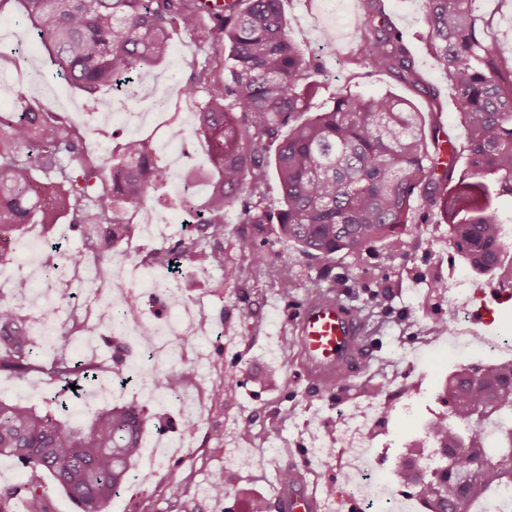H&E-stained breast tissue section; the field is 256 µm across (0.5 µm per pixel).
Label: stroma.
<instances>
[{
  "label": "stroma",
  "instance_id": "35a3bbf8",
  "mask_svg": "<svg viewBox=\"0 0 512 512\" xmlns=\"http://www.w3.org/2000/svg\"><path fill=\"white\" fill-rule=\"evenodd\" d=\"M424 6L425 0H388L391 19L407 37L420 73L440 91L445 131L461 137L465 130L456 116L455 95L422 39ZM356 8V0H282L290 36L307 39L311 51L321 52L328 70L314 108L330 105L335 94L350 88L368 96L392 91L428 110L422 93L386 73L350 63L361 40L352 24ZM17 47L22 50L17 66L0 70V94L6 95L11 110H20L21 95L38 81L45 87L43 102L74 121L83 112L127 111L157 93L177 106V120L185 125L191 123L196 104L182 96L184 80L194 65L223 53L220 42L202 43L189 33L175 32L168 59L127 92L104 89L90 99L56 77L13 0H7L0 5V51ZM82 129L89 152L102 157L111 156L122 140L139 137L151 140L158 159L176 172L209 165L194 137H187L180 152L162 149L167 131L152 115L134 127L116 124L98 132L86 123ZM224 225V259L242 268L240 279L228 281L223 269L198 270L186 262L176 274L156 270V277L169 283V291L140 300L145 318L154 325L170 316L173 297H206L199 332L182 345L189 361L202 363L199 379L210 394L206 419L186 435L179 427L181 412L169 407L172 427L160 437L150 429L144 433L159 447L157 463L136 464L108 512H247V501H274L279 487L275 469L290 463L307 466L320 487L332 484L340 495L352 493L356 471L335 465L344 456L333 440L336 414L364 409L382 398L387 405L379 410L371 431L365 470L379 478L383 491L372 495L371 506L359 501L350 512H384L385 496L403 490V449L414 439L431 449L422 424L449 413L442 396L448 375L460 365L487 361L473 343L478 327L471 321L470 299L476 289L492 283V276L471 270L451 247L447 224L436 216L409 225L403 258L379 243L358 257L307 258L281 241L278 225L240 223L235 208L225 212ZM257 249L279 253L292 265L294 297L283 298L265 279L250 274ZM329 290L361 308L380 347L367 371L350 378L348 388L339 392L308 383L297 361L281 356L283 347L293 343L292 319L306 292ZM243 307L250 309L249 319L240 318ZM229 391L237 398L230 407L224 404ZM218 427L224 430L220 443L210 437ZM263 442L277 446V454L255 456L254 448ZM217 482L228 489L224 498L205 492Z\"/></svg>",
  "mask_w": 512,
  "mask_h": 512
}]
</instances>
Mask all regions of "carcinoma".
<instances>
[{"instance_id":"cac0c4a2","label":"carcinoma","mask_w":512,"mask_h":512,"mask_svg":"<svg viewBox=\"0 0 512 512\" xmlns=\"http://www.w3.org/2000/svg\"><path fill=\"white\" fill-rule=\"evenodd\" d=\"M21 15L36 34L56 75L93 94L123 88L134 76L164 62L176 29L208 41L224 40V75L210 64L192 69L182 95L203 96L193 115L194 134L206 150L205 195H181L178 207L196 220L193 232L150 252L164 269L186 259L196 266L224 268V279L240 270L224 263V211L241 205L244 224L274 219L280 238L301 254L328 259L358 255L381 242L391 252H407L403 226L414 223V202L444 217L448 237L471 269L488 275L498 269L504 219L499 200L512 197V58L500 46L512 43V27L483 35L475 0H425L426 41L433 63L454 90L466 131L461 154L465 168L443 164L454 155L441 140V125L425 130L414 104L386 92L366 96L346 91L324 110L312 100L325 73L318 55L305 52L288 35L282 0H230L224 21L202 24V0H17ZM354 25L362 31L358 60L377 72L411 84L423 82L407 40L386 13L384 0H361ZM310 113L304 121L300 115ZM288 132H283V129ZM146 139L128 138L116 158L92 156L78 125L34 100L20 112L0 113V234L27 224L52 228L66 215L76 231L106 228L93 260L112 264V251L132 230L130 212L169 180ZM279 184L275 216L260 210L261 187L269 177ZM83 254L51 252L45 270L56 280L63 301L70 283L65 266ZM258 272L281 294L296 289L293 268L265 250L253 253ZM121 320L139 318L138 299L129 297ZM113 353L106 369L56 358L52 395L31 403L0 395V456L32 473L25 484L0 489V512H11L16 496L39 500L38 474H49L79 512H105L128 483L140 456L147 415L136 403L103 404L89 419L67 415L63 393L80 379L95 380L125 368V344L107 337ZM36 336L26 316L0 300V372L39 389ZM193 381L190 372L168 373L165 392H180ZM450 417L430 424L443 448L463 442L494 464L476 467L475 456L458 455L442 474L443 512H472L490 492L509 481L512 471V360L485 364L480 373L462 365L443 388ZM474 423L463 437L456 424Z\"/></svg>"}]
</instances>
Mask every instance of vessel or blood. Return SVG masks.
Returning <instances> with one entry per match:
<instances>
[{
    "label": "vessel or blood",
    "mask_w": 512,
    "mask_h": 512,
    "mask_svg": "<svg viewBox=\"0 0 512 512\" xmlns=\"http://www.w3.org/2000/svg\"><path fill=\"white\" fill-rule=\"evenodd\" d=\"M512 298V292L493 285L478 294L472 312L482 321L489 304ZM299 366L305 377L330 390L369 366L371 355L363 342L366 321L353 306L329 295L307 300L293 319ZM277 502L282 512H332L328 502L318 498L306 472L295 471L292 481L282 485Z\"/></svg>",
    "instance_id": "b4317fda"
}]
</instances>
